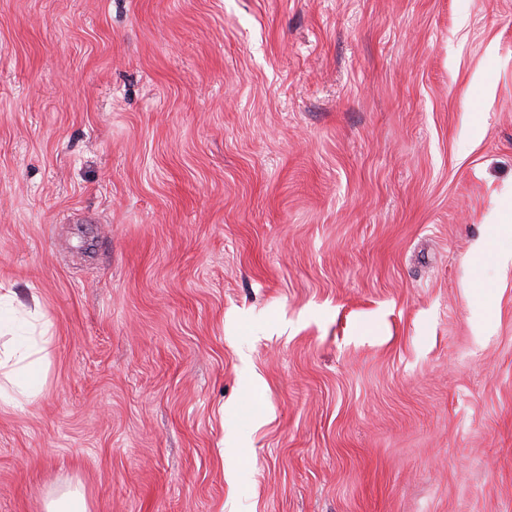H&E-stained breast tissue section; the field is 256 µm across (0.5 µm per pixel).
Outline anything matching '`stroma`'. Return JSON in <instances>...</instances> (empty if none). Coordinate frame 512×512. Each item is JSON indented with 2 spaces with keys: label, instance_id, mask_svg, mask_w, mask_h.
<instances>
[{
  "label": "stroma",
  "instance_id": "stroma-1",
  "mask_svg": "<svg viewBox=\"0 0 512 512\" xmlns=\"http://www.w3.org/2000/svg\"><path fill=\"white\" fill-rule=\"evenodd\" d=\"M509 198L512 0H0V512H512ZM34 302L33 311L19 302L9 288L0 284V403L15 409L23 408L36 399L45 382L49 369V325L43 321L38 336L35 331H25L28 324L21 314L41 319ZM24 328V330H23ZM30 333L25 335V333ZM45 512H89V509L83 494L69 491L50 497Z\"/></svg>",
  "mask_w": 512,
  "mask_h": 512
}]
</instances>
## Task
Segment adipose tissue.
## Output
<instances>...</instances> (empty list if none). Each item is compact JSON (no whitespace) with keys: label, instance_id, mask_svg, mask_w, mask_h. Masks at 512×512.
<instances>
[{"label":"adipose tissue","instance_id":"1","mask_svg":"<svg viewBox=\"0 0 512 512\" xmlns=\"http://www.w3.org/2000/svg\"><path fill=\"white\" fill-rule=\"evenodd\" d=\"M27 308L0 287V403L16 409L36 399L49 369L50 338L25 334Z\"/></svg>","mask_w":512,"mask_h":512}]
</instances>
